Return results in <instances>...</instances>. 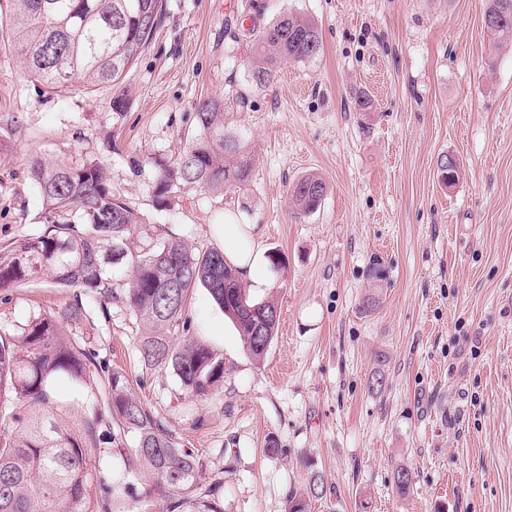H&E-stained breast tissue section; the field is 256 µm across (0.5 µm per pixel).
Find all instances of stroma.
Listing matches in <instances>:
<instances>
[{
  "mask_svg": "<svg viewBox=\"0 0 512 512\" xmlns=\"http://www.w3.org/2000/svg\"><path fill=\"white\" fill-rule=\"evenodd\" d=\"M486 3L164 0L122 84L89 93L25 71L0 0V244L41 230L28 162L46 154L102 166L155 242L218 248L211 227L229 211L282 258L257 293L280 309L263 360L195 290L182 335L224 358L208 399L145 369L143 324L122 303L105 315L90 304V321L69 330L125 370L198 455L204 482L220 480L224 512H286L308 478L303 451L324 478L312 512H512V46L494 45ZM284 11L316 23L322 52L256 86L247 47ZM213 96L234 101L224 124L245 135L252 179L221 194L180 187L158 207L156 164L177 161L198 102ZM448 154L463 171L450 188L438 175ZM309 173L327 192L301 215L288 188ZM72 296L46 275L21 284L0 301V333ZM369 296L379 306L365 313ZM399 466L414 474L403 496Z\"/></svg>",
  "mask_w": 512,
  "mask_h": 512,
  "instance_id": "1",
  "label": "stroma"
}]
</instances>
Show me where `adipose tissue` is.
<instances>
[{
    "label": "adipose tissue",
    "mask_w": 512,
    "mask_h": 512,
    "mask_svg": "<svg viewBox=\"0 0 512 512\" xmlns=\"http://www.w3.org/2000/svg\"><path fill=\"white\" fill-rule=\"evenodd\" d=\"M211 230L224 247L226 261L236 267L240 276L250 281L253 288H265L267 282L262 268L266 258L254 225L236 223L233 216L228 214L223 223L212 225Z\"/></svg>",
    "instance_id": "1"
}]
</instances>
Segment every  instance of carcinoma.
<instances>
[{"label": "carcinoma", "instance_id": "obj_1", "mask_svg": "<svg viewBox=\"0 0 512 512\" xmlns=\"http://www.w3.org/2000/svg\"><path fill=\"white\" fill-rule=\"evenodd\" d=\"M163 6L164 0H11L16 24L10 46L25 70L52 89L118 85L155 36ZM505 9L511 18L493 32L501 45L512 42V0H488L485 10ZM321 51L314 22L282 13L254 34L251 79L267 85L278 62H306ZM226 108L219 97L200 100L182 155L173 165L158 164L157 206H166L181 185L222 191L251 181L255 160L245 136L226 129ZM29 175L51 223L0 246V296L48 272L60 288L103 305H127L146 329L138 347L144 366L169 369L188 395L202 399L224 381V358L191 338L176 343L172 337L201 287L235 325L247 354L264 358L278 327L267 313L276 305L251 296L224 253L197 254L176 239L132 247L140 217L112 194L97 164L72 167L37 155ZM289 193L299 211L310 214L325 199L326 183L306 174ZM126 265L133 275L119 289L114 271ZM87 317L76 299L57 314L33 318L18 336L0 333V512H112L118 488L138 504L164 502L165 512H224L219 482L201 481L200 461L131 392L126 373L99 360L89 342L66 334ZM63 378L85 390L75 430L57 396ZM110 450L128 456L126 472L92 473L94 461ZM298 461L309 478L289 491L287 512H310L312 501L322 498L323 477L307 454ZM412 482L411 470L394 471L398 494Z\"/></svg>", "mask_w": 512, "mask_h": 512}]
</instances>
